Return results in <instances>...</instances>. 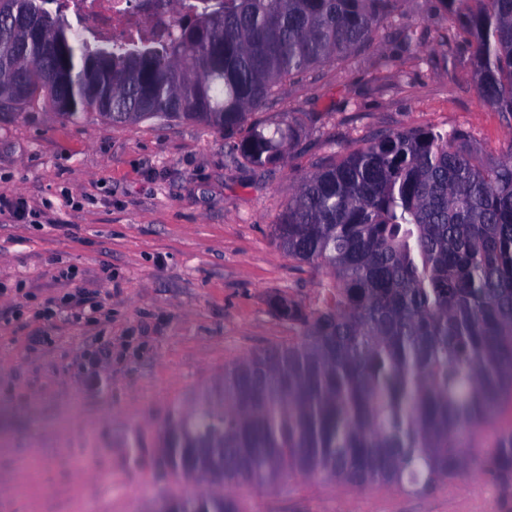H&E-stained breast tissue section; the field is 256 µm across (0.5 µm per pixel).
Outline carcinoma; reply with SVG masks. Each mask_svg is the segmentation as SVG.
<instances>
[{
    "mask_svg": "<svg viewBox=\"0 0 512 512\" xmlns=\"http://www.w3.org/2000/svg\"><path fill=\"white\" fill-rule=\"evenodd\" d=\"M409 0H147L158 24L106 42L59 0H0V117L49 106L72 121L184 120L221 129L254 171L283 165L301 124L252 119L314 68L374 47ZM450 49L472 48L481 102L512 123V0H441ZM421 52L415 25L397 30ZM288 258L325 278L307 305L274 295L295 335L224 365L176 410L160 452L205 493L161 512H245L229 492L291 472L424 496L479 467L512 486V141L498 160L468 133L413 127L331 158L271 225ZM492 426L491 449H469Z\"/></svg>",
    "mask_w": 512,
    "mask_h": 512,
    "instance_id": "carcinoma-1",
    "label": "carcinoma"
}]
</instances>
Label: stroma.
Wrapping results in <instances>:
<instances>
[{
    "label": "stroma",
    "instance_id": "obj_1",
    "mask_svg": "<svg viewBox=\"0 0 512 512\" xmlns=\"http://www.w3.org/2000/svg\"><path fill=\"white\" fill-rule=\"evenodd\" d=\"M402 20L424 30L420 54L400 52L386 23L370 52L268 101L260 119L314 123L265 171L238 165L223 131L185 121H67L43 106L0 122V196L39 216L0 215V512H155L186 493L159 459L160 430L225 364L287 341L271 296H316L322 272L288 259L270 227L324 158L423 126L502 156L512 125L480 102L468 46H438L439 0H409ZM100 471L125 492L103 491ZM238 494L247 512H512V491L477 471L429 496L299 474Z\"/></svg>",
    "mask_w": 512,
    "mask_h": 512
}]
</instances>
